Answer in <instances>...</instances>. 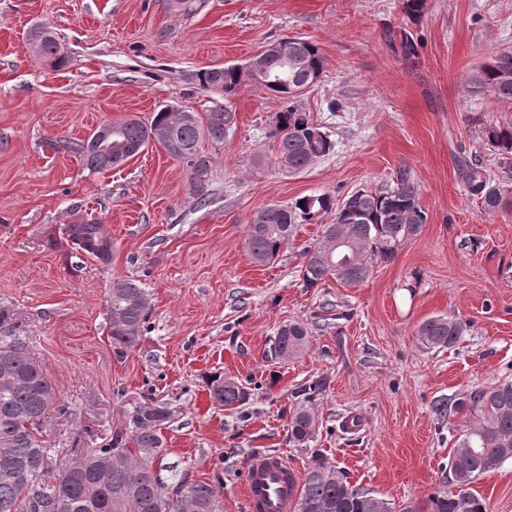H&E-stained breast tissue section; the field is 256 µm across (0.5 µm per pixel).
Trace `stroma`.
Instances as JSON below:
<instances>
[{
    "label": "stroma",
    "instance_id": "1",
    "mask_svg": "<svg viewBox=\"0 0 512 512\" xmlns=\"http://www.w3.org/2000/svg\"><path fill=\"white\" fill-rule=\"evenodd\" d=\"M0 0V310L25 336L58 402L39 429L58 473L75 440L94 448L123 427L135 403L166 402L161 466L187 481L222 475V512H246L248 462L282 452L296 471L312 453L351 485L397 504L426 507L463 432L436 402L512 380V211L488 212L457 170L480 160L512 190L482 135L512 122V105L468 78L512 51V0H425L418 22L401 0ZM56 33L66 62L36 60L33 25ZM408 29L418 56L404 60L387 30ZM301 36L326 65L298 103L336 143L291 174L275 161L280 98L245 81L228 100L204 91L198 70L245 64L269 42ZM237 113L224 142L203 141L210 161L200 204L191 170L156 143L123 166L90 173L78 151L102 123L148 119L166 105L202 116L220 102ZM408 167L427 222L359 284L302 282L303 253L320 224L301 225L274 262H253L246 226L271 205L306 195L342 201L392 186ZM111 234V265L76 260L64 228L74 208ZM152 298L151 327L123 359L112 352L106 299L113 279ZM446 315L468 329L452 348L418 334ZM304 324L305 351L271 356L280 326ZM242 384L236 408L210 396L212 376ZM324 381L310 449L288 442L303 384ZM358 430H343L350 415ZM488 512H512V459L474 486Z\"/></svg>",
    "mask_w": 512,
    "mask_h": 512
}]
</instances>
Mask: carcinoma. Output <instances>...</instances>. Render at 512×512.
<instances>
[{"mask_svg": "<svg viewBox=\"0 0 512 512\" xmlns=\"http://www.w3.org/2000/svg\"><path fill=\"white\" fill-rule=\"evenodd\" d=\"M389 44L400 45L401 55L418 56L411 32L402 29L386 34ZM35 57L54 66L66 62L61 44L52 31L36 26L29 33ZM288 55L298 66L288 67V83L275 82L283 70L278 51L264 60L266 74L255 79L283 100L274 135L276 161L290 173H300L315 160L335 149L330 133L296 105L298 94L313 85L325 68L320 48L304 38H288ZM198 85L224 97L241 87L237 65L201 69ZM477 91L488 90L502 103L512 104V52L493 56L469 80ZM237 114L218 106L202 122L193 112L161 109L151 120L119 119L112 122V152L101 147L98 131L81 145L83 164L92 173L118 167L135 157L154 140L165 151L187 161L193 187L204 195L208 161L199 151L202 140L222 142L234 129ZM484 138L512 161V123H486ZM469 191L484 209L511 211L512 193L490 184L480 163L464 170ZM335 211L332 223L324 225L319 242L304 252L302 281L317 288L328 277L357 284L369 275L377 261L390 260L398 246L415 239L426 224L417 188L409 169L402 167L394 185L379 192L357 190L333 205L327 194L303 196L287 206H270L256 212L247 225V247L252 259L265 264L276 258L301 224H311ZM73 249L82 257L107 266L112 262V237L103 225L77 215L65 225ZM151 298L147 289L129 279H114L107 300L112 350L120 359L135 349L150 325ZM467 324L454 317L434 316L418 328V336L433 348H451L464 336ZM307 329L301 323L280 327L272 354L288 360L301 354ZM217 404L230 407L243 402L242 385L221 377L210 383ZM326 383L316 380L299 390L300 401L288 421V438L294 447L306 449L315 441L318 420L316 397ZM57 401V390L42 366L30 355L25 338L17 334L10 316L0 312V512H18L19 503L32 494L39 512H220V481L189 482L173 467H156L163 447L162 426L169 420L167 404L149 398L127 413L125 427L112 435L102 448L80 450L81 469L62 470L43 481L51 449L38 436L47 410ZM440 416L462 414L465 430L448 459L441 487L429 498L426 512H488L485 499L473 485L512 458V380L476 389L450 403L435 407ZM297 512H394V504L368 490L356 488L346 476L319 456H312L301 480Z\"/></svg>", "mask_w": 512, "mask_h": 512, "instance_id": "obj_1", "label": "carcinoma"}]
</instances>
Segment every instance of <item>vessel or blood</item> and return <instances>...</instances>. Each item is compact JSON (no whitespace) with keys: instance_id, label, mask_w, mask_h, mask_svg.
Returning a JSON list of instances; mask_svg holds the SVG:
<instances>
[{"instance_id":"b4317fda","label":"vessel or blood","mask_w":512,"mask_h":512,"mask_svg":"<svg viewBox=\"0 0 512 512\" xmlns=\"http://www.w3.org/2000/svg\"><path fill=\"white\" fill-rule=\"evenodd\" d=\"M298 473L277 453L258 454L246 472L250 512H291L296 501Z\"/></svg>"}]
</instances>
